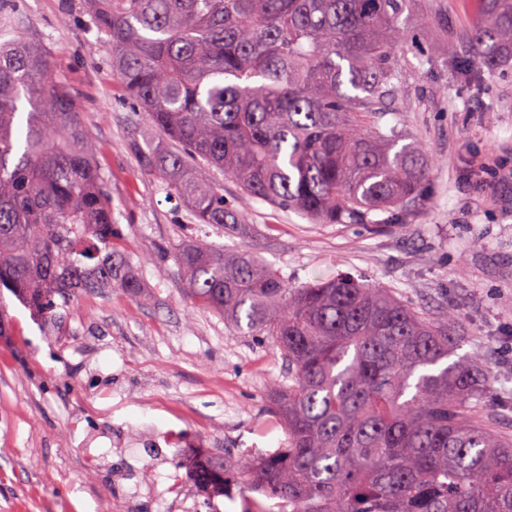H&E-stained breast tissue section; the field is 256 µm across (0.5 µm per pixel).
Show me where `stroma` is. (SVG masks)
Returning a JSON list of instances; mask_svg holds the SVG:
<instances>
[{
	"label": "stroma",
	"instance_id": "obj_1",
	"mask_svg": "<svg viewBox=\"0 0 512 512\" xmlns=\"http://www.w3.org/2000/svg\"><path fill=\"white\" fill-rule=\"evenodd\" d=\"M426 24L411 28L405 78L387 101L382 129L399 126L433 161L425 203L400 224H318L221 185L245 232L199 227L192 212L144 169L161 141L112 72L106 37L82 0H0V42L42 45L95 142L112 211L144 290L81 293L62 318L31 317L0 290V512H243L248 495L200 492L183 442L203 450L266 453L285 440L262 432L266 392L284 379L281 355L191 302L175 254L208 234L245 247L293 286L345 274L390 289L431 316L456 311L464 351L485 352L493 414L512 435V67L464 76L442 30L465 38L473 0H418Z\"/></svg>",
	"mask_w": 512,
	"mask_h": 512
}]
</instances>
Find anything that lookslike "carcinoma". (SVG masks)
I'll use <instances>...</instances> for the list:
<instances>
[{
  "mask_svg": "<svg viewBox=\"0 0 512 512\" xmlns=\"http://www.w3.org/2000/svg\"><path fill=\"white\" fill-rule=\"evenodd\" d=\"M112 71L176 152L144 167L197 223L243 219L192 164L247 195L324 224H379L423 197L430 161L379 126L403 79L414 0H85ZM469 59L512 64V0H477ZM43 48L0 44V288L44 321L78 292L142 296L93 140ZM186 293L280 352L268 412L286 440L260 456L210 454L194 482L246 481L245 512H512V436L479 410L484 354L457 353L461 318H440L346 275L293 287L247 248L180 247Z\"/></svg>",
  "mask_w": 512,
  "mask_h": 512,
  "instance_id": "carcinoma-1",
  "label": "carcinoma"
}]
</instances>
